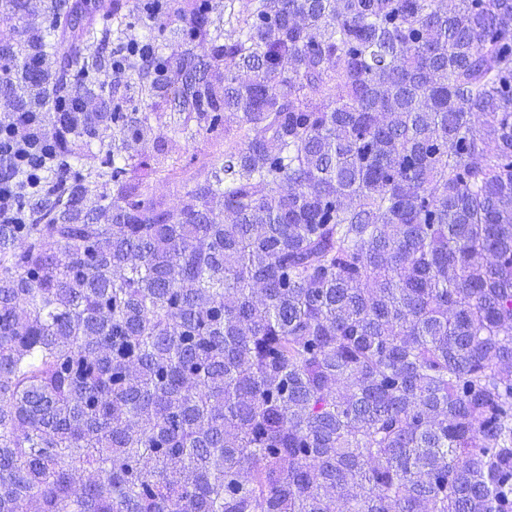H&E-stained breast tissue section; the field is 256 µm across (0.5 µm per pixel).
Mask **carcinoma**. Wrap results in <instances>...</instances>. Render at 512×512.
<instances>
[{
    "mask_svg": "<svg viewBox=\"0 0 512 512\" xmlns=\"http://www.w3.org/2000/svg\"><path fill=\"white\" fill-rule=\"evenodd\" d=\"M141 22L221 161L165 207L118 101L112 223L81 175L0 224V512H512V0ZM109 177L86 182L87 192L83 198L84 210L90 211L97 222L106 224L112 222V212L100 209V205L107 203L101 200L103 195H112V182H106Z\"/></svg>",
    "mask_w": 512,
    "mask_h": 512,
    "instance_id": "1",
    "label": "carcinoma"
}]
</instances>
